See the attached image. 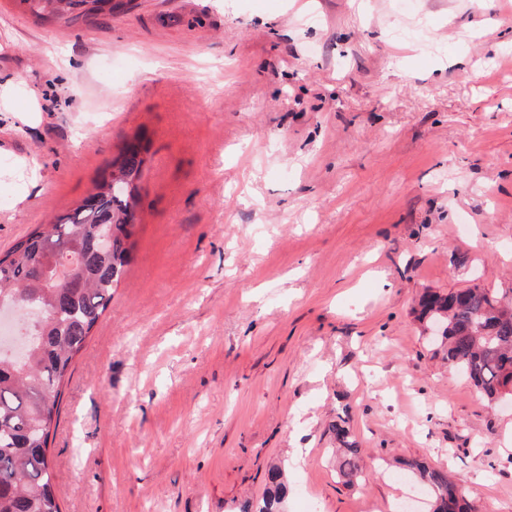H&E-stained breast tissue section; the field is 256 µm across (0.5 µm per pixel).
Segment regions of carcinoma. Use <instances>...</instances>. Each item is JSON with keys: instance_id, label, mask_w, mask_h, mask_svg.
<instances>
[{"instance_id": "1", "label": "carcinoma", "mask_w": 512, "mask_h": 512, "mask_svg": "<svg viewBox=\"0 0 512 512\" xmlns=\"http://www.w3.org/2000/svg\"><path fill=\"white\" fill-rule=\"evenodd\" d=\"M38 22L63 23L123 12L128 0H18ZM147 164L143 135L119 149L101 180L69 212L39 225L0 253V301L32 299L40 317L28 354L16 361L0 353V512H61L49 438L57 423L59 387L74 357L112 303L114 288L125 271L139 202V181ZM110 238L109 251L97 253L92 242ZM71 257L68 279L83 284L72 289L34 271L37 258ZM502 298L475 284L446 294L429 292L419 303L423 330L442 326L433 337L434 353L462 370L488 402L512 396V312ZM340 445L339 475L351 486L359 476L358 444L346 421L332 426ZM428 495V512H475L464 485L423 462L406 464ZM288 494L283 471L272 467L262 499L241 512H283Z\"/></svg>"}]
</instances>
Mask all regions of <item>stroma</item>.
Listing matches in <instances>:
<instances>
[{"label": "stroma", "instance_id": "35a3bbf8", "mask_svg": "<svg viewBox=\"0 0 512 512\" xmlns=\"http://www.w3.org/2000/svg\"><path fill=\"white\" fill-rule=\"evenodd\" d=\"M140 131L128 270L49 442L61 512H239L274 464L285 512H395L412 460L512 512V407L413 313L512 295V0H132L70 26L0 0V252ZM345 420L339 419L332 426L336 442L340 445L339 475L346 485L352 486L359 476L358 444L352 439L351 431Z\"/></svg>", "mask_w": 512, "mask_h": 512}]
</instances>
